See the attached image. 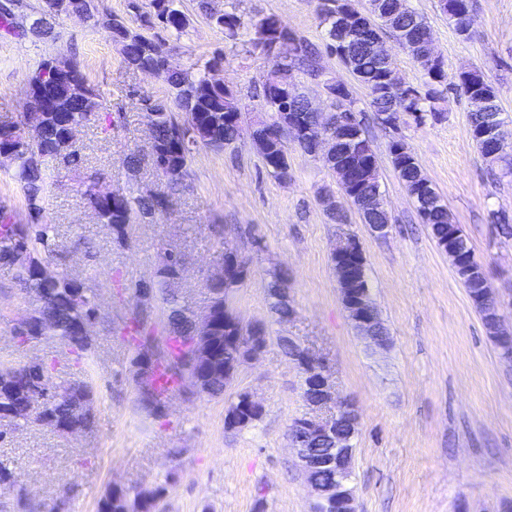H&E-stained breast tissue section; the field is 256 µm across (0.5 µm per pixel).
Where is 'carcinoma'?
Wrapping results in <instances>:
<instances>
[{"label": "carcinoma", "instance_id": "obj_1", "mask_svg": "<svg viewBox=\"0 0 512 512\" xmlns=\"http://www.w3.org/2000/svg\"><path fill=\"white\" fill-rule=\"evenodd\" d=\"M55 9L45 10L41 16L26 25L11 12L0 13V35L23 40L30 34L47 37L52 33L49 20L60 19L74 4L82 6L90 18H96L94 0H54ZM396 0H376V8L387 14L384 34L398 42L416 46L432 38L431 29L418 11L394 12ZM198 12L209 24L224 33V41L236 44L241 34L249 55L265 57L260 50L262 35L270 40L286 36L296 42L294 54L286 63L270 62L275 80L291 89L289 107L293 112H304L306 95L299 88L295 71L303 70L309 77L320 76L322 51L330 50L336 44V25L326 28L324 49L309 43L294 33L282 18L274 14L255 12L243 15L236 10L221 9L214 0H196ZM440 10L448 17L461 19L454 23V30L462 41H469L474 35L475 15L473 0H439ZM121 16L109 14L104 26L109 29L112 42L118 48L126 68L133 71H152L169 89L170 100L141 98L150 103L154 119L152 139L159 153V160H151V166L165 182V189L139 197L125 194L112 195V190L99 185L93 178L85 184L86 196L94 215L100 224L112 229L116 239H126L130 225L145 215L156 211L164 212L173 205L189 175V163L193 150L203 147L214 151L235 144L240 138L242 104L237 93L211 81L210 73L224 63V50L216 49L206 58L199 59L183 68L169 67L166 58L169 47L164 34L181 35L190 27V19L181 8V0H150V10ZM354 34L348 44L349 54L358 71L356 81L369 94V108L373 119L381 121V114L388 111L390 99L396 93H384L381 83L382 71L369 55L366 43ZM425 81L426 91L417 93L407 108L418 112L417 124L423 117L440 114L438 104L443 91L458 87L464 95L470 94V86L486 89L485 75L475 70L470 81L458 82L449 78L448 71L441 67L436 75L423 62H418ZM99 94L90 85L82 71L80 60L74 55L54 56L44 59L33 71L29 80V98L40 105V122L36 133L31 135L25 127L16 122L0 124V162L11 172L20 185L27 200L30 223H19L12 210L0 206V265L14 271V279L20 290L31 294L47 296L46 305L31 314L28 323L14 328V340L20 346L44 336L58 337L69 354L76 361L89 356L92 344L82 336L84 323L94 314L96 290L85 283L57 273L46 275L53 268L54 249L50 233L52 227L41 223L45 212V201L49 193L46 169L58 160L72 169L84 164L80 149L66 141L64 132L71 124L87 121V114L97 105ZM266 111L271 113L272 124H258L255 148L260 154L267 171L276 178L288 175L290 168L289 145L310 153L309 146L296 138L283 141L278 136L275 124L282 113L280 106L263 95V86L255 88ZM500 111L498 92H489L484 104L470 110L469 132L480 154L493 159L488 140L479 136L486 124L487 113ZM102 130L108 132L124 123V113L104 112L95 114ZM388 155L408 194L416 195V210L422 223L426 224L430 237L436 244L448 236V225L454 223L448 206L436 203L438 192L430 188L417 192L418 159L402 138H394L388 144ZM248 272L247 262H240L238 273L228 279L212 280L208 285L211 306L215 309L219 327L213 355L217 366L198 364L193 359L194 312L179 304L173 285L174 279L182 277L183 267L179 259L167 253L159 270L156 286L150 287L152 299L168 307L166 349L154 354L146 363L135 361L137 370L146 377L147 390L138 392V401L151 414L162 416V406L175 384L188 381L200 384L215 398L224 396V391L234 378L224 373V364L233 368L240 366L239 343L251 335L252 328H240L230 304V294L241 284ZM288 278L279 272L273 274L268 285L272 308L280 319L291 317L294 310L284 300ZM54 391L55 399L50 402L47 412L57 426L66 428L73 423L71 405L92 396V385L86 380L60 386L53 381L51 365L46 362L13 364L0 361V415H11L18 425L27 424L30 408L42 391ZM139 494L113 487L99 500L98 512H128L133 505L138 512H161L160 492L154 497L138 500Z\"/></svg>", "mask_w": 512, "mask_h": 512}]
</instances>
